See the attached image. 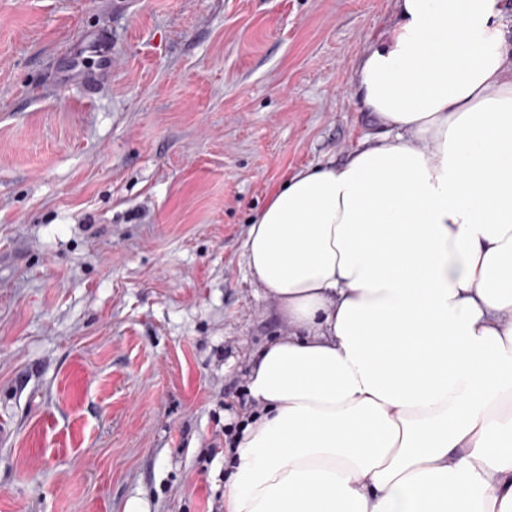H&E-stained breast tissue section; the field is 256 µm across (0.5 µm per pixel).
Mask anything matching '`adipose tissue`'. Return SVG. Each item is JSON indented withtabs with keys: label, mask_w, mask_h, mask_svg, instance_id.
<instances>
[{
	"label": "adipose tissue",
	"mask_w": 512,
	"mask_h": 512,
	"mask_svg": "<svg viewBox=\"0 0 512 512\" xmlns=\"http://www.w3.org/2000/svg\"><path fill=\"white\" fill-rule=\"evenodd\" d=\"M395 0L353 93L376 126L303 168L245 260L289 331L248 365L224 512H512V31Z\"/></svg>",
	"instance_id": "adipose-tissue-1"
}]
</instances>
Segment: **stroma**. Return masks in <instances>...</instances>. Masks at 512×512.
<instances>
[{
  "label": "stroma",
  "mask_w": 512,
  "mask_h": 512,
  "mask_svg": "<svg viewBox=\"0 0 512 512\" xmlns=\"http://www.w3.org/2000/svg\"><path fill=\"white\" fill-rule=\"evenodd\" d=\"M394 0H0V512H211L250 360L288 324L252 216L371 130ZM112 40L95 95L52 71Z\"/></svg>",
  "instance_id": "1"
}]
</instances>
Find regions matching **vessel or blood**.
<instances>
[{
	"label": "vessel or blood",
	"instance_id": "1",
	"mask_svg": "<svg viewBox=\"0 0 512 512\" xmlns=\"http://www.w3.org/2000/svg\"><path fill=\"white\" fill-rule=\"evenodd\" d=\"M113 65L110 39L99 32L90 33L59 59L54 78L61 88L75 86L91 95L111 77Z\"/></svg>",
	"mask_w": 512,
	"mask_h": 512
}]
</instances>
